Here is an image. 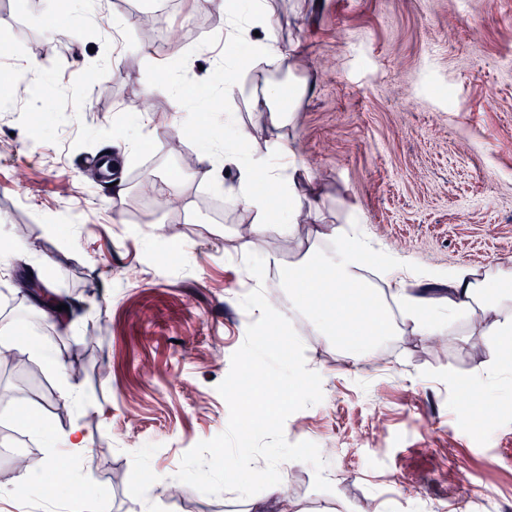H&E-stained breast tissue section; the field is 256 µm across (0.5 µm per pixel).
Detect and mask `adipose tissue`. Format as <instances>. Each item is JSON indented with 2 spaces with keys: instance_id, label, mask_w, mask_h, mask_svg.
I'll list each match as a JSON object with an SVG mask.
<instances>
[{
  "instance_id": "obj_1",
  "label": "adipose tissue",
  "mask_w": 512,
  "mask_h": 512,
  "mask_svg": "<svg viewBox=\"0 0 512 512\" xmlns=\"http://www.w3.org/2000/svg\"><path fill=\"white\" fill-rule=\"evenodd\" d=\"M205 2L221 9L230 27H238L245 20L250 27L260 28V36L250 42V62L281 70L290 54L282 49L272 27L265 22L267 0H251L246 10L237 0ZM242 69L240 59H225L220 92L228 101L246 98L253 120L246 125L236 113H212L214 124L233 129V142L208 145L203 157L207 162L221 161L236 168V179L225 189L224 196L250 215L255 232H274L293 239L300 225L311 224L317 202L300 189L297 171L287 170L284 165L285 159L294 155L290 140L280 137L263 142L259 134L268 126H285L290 119L289 108L296 105L297 99L285 97L284 85L279 81H265L258 90L247 87ZM236 142L249 144L246 156L235 153L232 145ZM343 235L344 244L331 257L307 249L297 262L294 284L300 296L313 302L315 331L335 336L353 360L366 359L379 340L396 332L387 308L391 302L401 308L413 333L419 336L434 335L464 319L479 323L485 335L502 342L512 340V272L503 270L496 276L482 277L471 269L455 270L448 277L445 291L401 288L387 301L373 295L363 277L365 259L373 253V246L357 227H349ZM13 349L34 350L52 371L60 375L67 371L59 349L40 337L20 335L14 321L0 325V352Z\"/></svg>"
}]
</instances>
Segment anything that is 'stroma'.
<instances>
[{
	"mask_svg": "<svg viewBox=\"0 0 512 512\" xmlns=\"http://www.w3.org/2000/svg\"><path fill=\"white\" fill-rule=\"evenodd\" d=\"M269 23L283 48H297L291 73L307 85L292 126L265 130L294 143L321 196L319 222L359 221L377 249L404 258L390 288H444L448 272L512 267V0H270ZM196 24L169 50L178 16ZM73 24H64V17ZM0 253L26 250L0 268V286L44 277L62 310L40 327L79 368L59 377L34 355L28 396L0 400V435L16 438L42 464L48 424L81 426L88 453L70 452L91 485L61 498L45 485L16 484L0 459V512H242L232 491L208 496L174 479L183 455L222 433L229 409L217 387L259 311L241 305L263 286L284 316L306 314L296 289L256 283L266 256L289 263L332 238L259 234L215 184L233 171L201 160L193 133L178 135L154 65L171 64L189 106L229 108L217 93L214 53L245 55L222 11L181 0L157 17L140 0H0ZM104 75L86 84L85 73ZM147 91L141 151L126 129L133 92ZM130 154L114 196L86 168L90 157ZM152 178L177 193L181 210L159 213L140 192ZM54 265L41 272L38 262ZM390 315L399 334L370 360L339 356L334 337L308 332V369L323 399L285 422L289 442L316 443L331 491L314 469L281 463L288 493L308 512H512V366L496 367L478 324L456 322L418 336ZM91 402L79 410L65 384Z\"/></svg>",
	"mask_w": 512,
	"mask_h": 512,
	"instance_id": "1",
	"label": "stroma"
}]
</instances>
